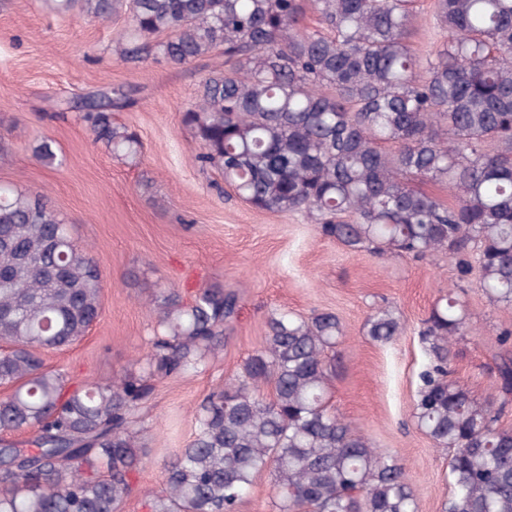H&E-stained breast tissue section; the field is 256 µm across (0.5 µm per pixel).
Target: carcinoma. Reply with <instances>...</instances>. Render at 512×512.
Masks as SVG:
<instances>
[{
	"mask_svg": "<svg viewBox=\"0 0 512 512\" xmlns=\"http://www.w3.org/2000/svg\"><path fill=\"white\" fill-rule=\"evenodd\" d=\"M313 2L307 30L303 0H80L94 21L127 14L126 59L182 66L224 49L234 70L205 78L182 124L198 160L250 206L305 212L352 252L444 253L463 277L474 243L479 287L512 307V0H434L448 38L425 59L409 41L412 0ZM122 107L110 91L79 99L95 140L135 159L139 137L112 116ZM412 180L445 186L453 201ZM102 292L97 262L44 196L0 186V385L11 387L0 398V512H121L147 456L141 410L153 380L206 370L240 310L220 287L189 303L163 291L139 370L70 390L39 353L86 336ZM467 325L452 295L432 307L412 417L448 451L442 512H512V430L498 426L506 400L478 402L451 378ZM402 332L381 308L365 336L386 344ZM343 336L331 312L272 315L241 373L196 407L193 439L164 463L148 512H238L264 472L272 512H418L400 460L327 408V354ZM498 373L507 396L511 354ZM26 430L31 438H10Z\"/></svg>",
	"mask_w": 512,
	"mask_h": 512,
	"instance_id": "1",
	"label": "carcinoma"
}]
</instances>
